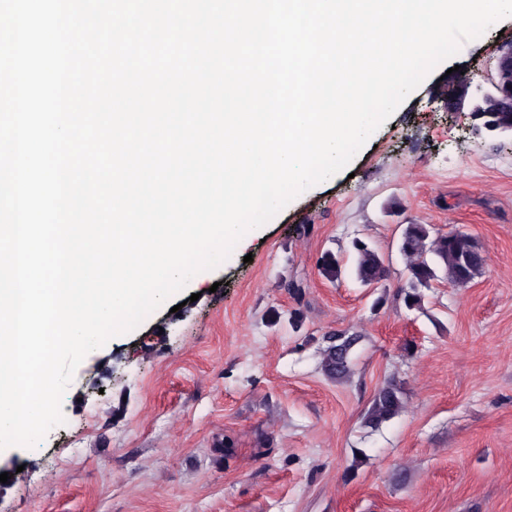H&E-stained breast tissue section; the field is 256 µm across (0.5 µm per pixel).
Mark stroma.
<instances>
[{"label":"stroma","mask_w":512,"mask_h":512,"mask_svg":"<svg viewBox=\"0 0 512 512\" xmlns=\"http://www.w3.org/2000/svg\"><path fill=\"white\" fill-rule=\"evenodd\" d=\"M505 40L512 17L430 71L231 260L88 353L63 424L0 453V512H512V136L475 135L469 110L443 108L450 68L487 88ZM412 223L465 232L487 258L418 310L400 297ZM356 238L390 261L381 296L318 271ZM344 329L363 341L336 382L321 349ZM390 380L405 410L365 427Z\"/></svg>","instance_id":"35a3bbf8"}]
</instances>
